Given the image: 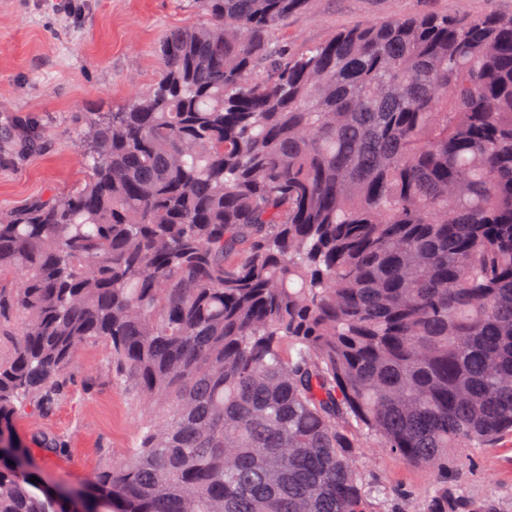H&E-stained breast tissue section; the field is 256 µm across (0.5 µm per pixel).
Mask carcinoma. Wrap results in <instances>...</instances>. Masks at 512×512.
<instances>
[{
    "mask_svg": "<svg viewBox=\"0 0 512 512\" xmlns=\"http://www.w3.org/2000/svg\"><path fill=\"white\" fill-rule=\"evenodd\" d=\"M307 3L193 0L153 86L87 113V179L0 212V512H71L9 461L96 343L151 416L87 512H401L370 444L436 473L424 512H501L448 468L512 438V16L290 55Z\"/></svg>",
    "mask_w": 512,
    "mask_h": 512,
    "instance_id": "1",
    "label": "carcinoma"
}]
</instances>
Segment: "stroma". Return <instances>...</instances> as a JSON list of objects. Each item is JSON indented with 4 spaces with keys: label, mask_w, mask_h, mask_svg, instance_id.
<instances>
[{
    "label": "stroma",
    "mask_w": 512,
    "mask_h": 512,
    "mask_svg": "<svg viewBox=\"0 0 512 512\" xmlns=\"http://www.w3.org/2000/svg\"><path fill=\"white\" fill-rule=\"evenodd\" d=\"M411 14L507 16L512 0H308L275 37L295 53L358 22ZM205 23L191 0H0V127L23 124L38 132L36 146L24 153L0 143V211L82 182L87 170L78 142L86 113L121 109L134 92L149 89L160 71L164 34ZM105 352L102 344L82 348L70 395L47 419L20 424L24 436L47 426L68 441L70 453L61 458L28 446L49 485L82 486L102 449L121 457L137 435L143 413L109 384L101 368ZM474 455L449 471V480L469 496L498 497L503 512H512V440ZM361 465L411 491L407 512H422L433 471L375 447L363 449Z\"/></svg>",
    "instance_id": "stroma-1"
}]
</instances>
